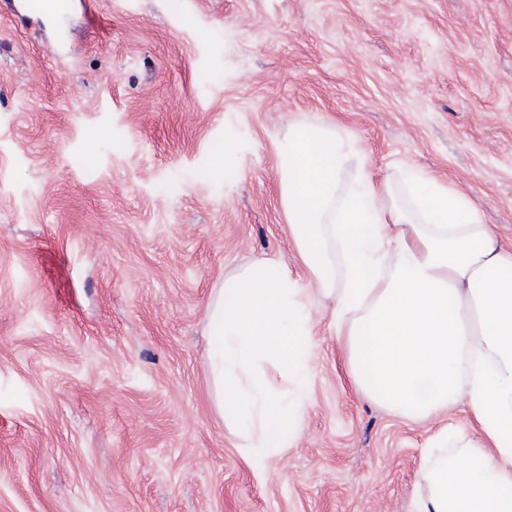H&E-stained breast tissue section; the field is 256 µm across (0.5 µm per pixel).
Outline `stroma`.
I'll list each match as a JSON object with an SVG mask.
<instances>
[{"mask_svg":"<svg viewBox=\"0 0 512 512\" xmlns=\"http://www.w3.org/2000/svg\"><path fill=\"white\" fill-rule=\"evenodd\" d=\"M306 124L511 245L512 0H0V512H414L433 444L478 436L362 395L329 299L265 479L218 413L214 289L267 257L309 283L278 156Z\"/></svg>","mask_w":512,"mask_h":512,"instance_id":"stroma-1","label":"stroma"}]
</instances>
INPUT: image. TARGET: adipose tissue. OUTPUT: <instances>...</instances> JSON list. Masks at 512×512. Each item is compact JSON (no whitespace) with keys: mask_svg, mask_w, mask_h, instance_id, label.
Wrapping results in <instances>:
<instances>
[{"mask_svg":"<svg viewBox=\"0 0 512 512\" xmlns=\"http://www.w3.org/2000/svg\"><path fill=\"white\" fill-rule=\"evenodd\" d=\"M289 227L311 281L278 260L225 278L208 310L215 406L258 478L293 447L308 403L315 294L334 298L348 369L369 398L415 419L465 405L480 436L427 468L415 512H512V245L452 188L411 174L410 207L359 174L352 140L295 127L279 146ZM278 366L292 388L261 367Z\"/></svg>","mask_w":512,"mask_h":512,"instance_id":"adipose-tissue-1","label":"adipose tissue"}]
</instances>
